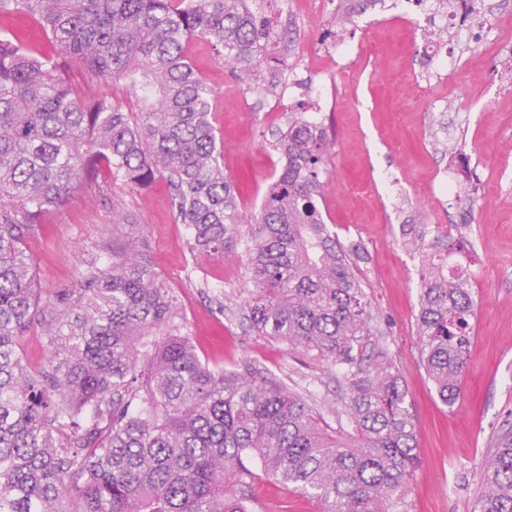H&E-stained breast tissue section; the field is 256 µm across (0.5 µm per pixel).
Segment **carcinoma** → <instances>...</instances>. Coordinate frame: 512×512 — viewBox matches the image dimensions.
<instances>
[{"instance_id":"carcinoma-1","label":"carcinoma","mask_w":512,"mask_h":512,"mask_svg":"<svg viewBox=\"0 0 512 512\" xmlns=\"http://www.w3.org/2000/svg\"><path fill=\"white\" fill-rule=\"evenodd\" d=\"M254 0H0L59 48L43 57L0 35V512H253L254 467L321 512H387L418 465L412 413L371 311L318 205L327 151L304 113L275 148L285 165L250 221L210 122L190 41L268 91L258 73L286 38ZM123 83L125 98L82 96L62 68ZM167 179L191 256L242 247L260 336L343 368L332 426L267 369L227 370L197 353L178 298L146 258L140 225L113 212L112 258L41 304L24 244L82 184L144 190ZM417 328L440 401L461 391L474 301L426 234ZM44 328L49 369L29 370L20 336ZM473 512H512V428L482 468Z\"/></svg>"}]
</instances>
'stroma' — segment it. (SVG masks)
Returning a JSON list of instances; mask_svg holds the SVG:
<instances>
[{
	"label": "stroma",
	"mask_w": 512,
	"mask_h": 512,
	"mask_svg": "<svg viewBox=\"0 0 512 512\" xmlns=\"http://www.w3.org/2000/svg\"><path fill=\"white\" fill-rule=\"evenodd\" d=\"M339 7V0L274 6L297 32L279 83L287 85L299 69L332 87L324 103L328 154L320 207L365 287L373 332L401 374L420 457L407 491L394 497L388 512H472L483 461L498 432L512 423V86L501 79L512 56L489 58L461 41L456 22H435L433 0L413 8L403 22L371 0L339 34L355 50L351 68L340 72L324 38ZM433 31L458 56L456 71L428 70L419 48ZM190 57L212 91L210 121L224 170L238 186L241 210L252 212L266 195L280 156L275 145L289 117L314 104L279 90L254 92L206 42H192ZM460 110L468 124H457ZM459 161L465 167L457 182L474 184V195L436 193L438 171ZM385 174L404 186L398 205L382 195ZM116 205L142 224L150 264L174 288L201 357L228 369L257 362L335 422L346 391L339 368L249 330L241 260L191 257L166 178L142 191L115 185L107 200L83 185L43 216L26 241L43 302L74 287L85 261L109 260ZM419 230L438 240L441 250L466 253L476 274L470 283L473 338L461 393L450 407L420 362L419 262L404 246L408 233ZM252 498L255 512H319L316 502L261 475Z\"/></svg>",
	"instance_id": "35a3bbf8"
}]
</instances>
